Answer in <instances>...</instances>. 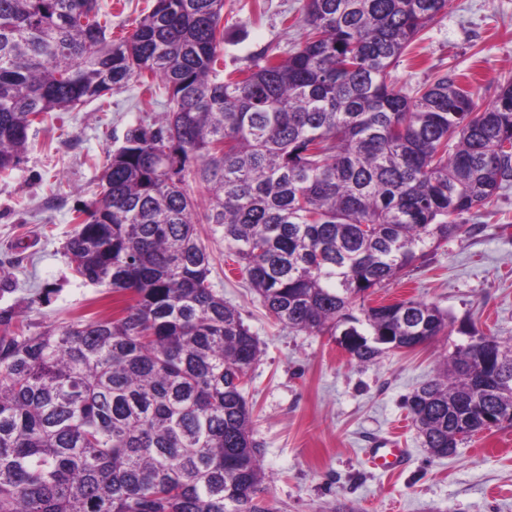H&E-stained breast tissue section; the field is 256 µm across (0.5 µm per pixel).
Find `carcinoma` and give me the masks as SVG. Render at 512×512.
<instances>
[{"label":"carcinoma","mask_w":512,"mask_h":512,"mask_svg":"<svg viewBox=\"0 0 512 512\" xmlns=\"http://www.w3.org/2000/svg\"><path fill=\"white\" fill-rule=\"evenodd\" d=\"M448 0H304V39L225 78L224 0H154L112 40L98 0H0V173L41 115L134 80L167 110L130 127L65 255L124 305L31 333L0 315V512H273L245 378L260 355L212 288L200 224L269 313L361 364L448 328L369 296L512 182V81L477 107L447 71L411 93L390 68ZM209 194L199 205L189 180ZM406 398L446 456L512 424V345L479 335Z\"/></svg>","instance_id":"1"}]
</instances>
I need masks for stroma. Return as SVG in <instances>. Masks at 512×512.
<instances>
[{"label":"stroma","mask_w":512,"mask_h":512,"mask_svg":"<svg viewBox=\"0 0 512 512\" xmlns=\"http://www.w3.org/2000/svg\"><path fill=\"white\" fill-rule=\"evenodd\" d=\"M221 64L252 65L268 44L302 41L303 0H224ZM471 78L479 106L512 79V0H449L392 66L393 84L412 89L446 71ZM162 112L136 82L29 130L19 167L0 173V315L30 332L57 331L77 316L112 312V291L84 283L64 254L77 208L93 191L109 152L128 127ZM210 280L257 336L261 353L246 378L253 431L263 445L264 497L275 512H512V426L474 435L444 458L431 455L405 397L442 370L462 330L512 344V185L465 215L456 236L431 248L374 301L437 305L454 323L413 351L377 364L350 359L325 334L299 332L269 315L221 240L206 238ZM392 439L409 450L395 473L373 469L369 448Z\"/></svg>","instance_id":"obj_1"}]
</instances>
